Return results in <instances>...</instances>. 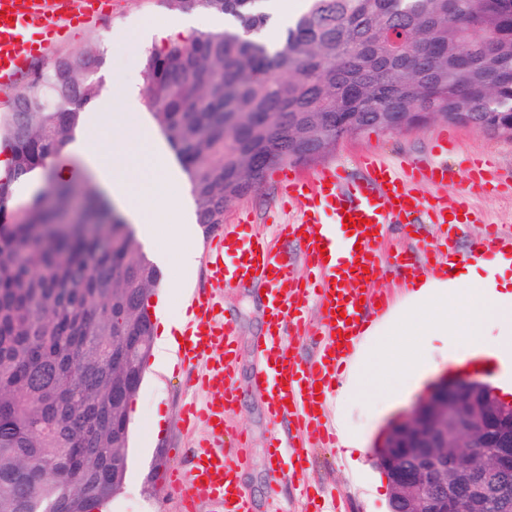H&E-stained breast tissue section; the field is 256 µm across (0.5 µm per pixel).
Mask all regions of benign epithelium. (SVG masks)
Instances as JSON below:
<instances>
[{"mask_svg": "<svg viewBox=\"0 0 512 512\" xmlns=\"http://www.w3.org/2000/svg\"><path fill=\"white\" fill-rule=\"evenodd\" d=\"M491 133L512 140V113L485 116ZM136 384L112 387V398L131 404L145 366L132 360ZM491 441L498 451L455 462L452 448H480ZM384 448H408L403 459ZM377 465L392 472L390 512H481L495 504L512 512V400L505 401L487 383L472 377L442 380L404 419L390 422L375 447Z\"/></svg>", "mask_w": 512, "mask_h": 512, "instance_id": "benign-epithelium-1", "label": "benign epithelium"}]
</instances>
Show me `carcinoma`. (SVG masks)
<instances>
[{"instance_id":"1","label":"carcinoma","mask_w":512,"mask_h":512,"mask_svg":"<svg viewBox=\"0 0 512 512\" xmlns=\"http://www.w3.org/2000/svg\"><path fill=\"white\" fill-rule=\"evenodd\" d=\"M268 2L165 0L235 26L144 55L146 104L199 224L220 227L268 170L317 161L347 124L381 130L390 112H457L461 98L469 112H512V0H456L452 15L448 0H308L273 46L243 35L269 24ZM477 3L475 30L461 17ZM102 63L76 50L0 114V512H87L125 479L129 411L112 386L132 345L151 354L159 271L95 183L77 196L55 180ZM37 169L52 196L14 204ZM70 220L92 228H61Z\"/></svg>"}]
</instances>
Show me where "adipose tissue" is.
<instances>
[{
  "label": "adipose tissue",
  "mask_w": 512,
  "mask_h": 512,
  "mask_svg": "<svg viewBox=\"0 0 512 512\" xmlns=\"http://www.w3.org/2000/svg\"><path fill=\"white\" fill-rule=\"evenodd\" d=\"M213 20L197 15L167 18L149 23L139 36V46L187 32L212 30ZM123 117L132 119L134 134L121 147L126 164H147L154 180L134 185L116 169L106 167L100 152L84 136H76L70 146L84 157L95 171L100 189L125 219L133 224L137 236L153 241L157 238L158 216L169 219L166 231L173 240L182 242L181 262L191 268L194 253L187 240L191 228L187 209L190 189L171 191L167 166L156 137L146 134L138 89H130L122 107ZM391 336H420L424 341L444 342L449 356L471 357L484 354L500 364L512 361V254L497 255L493 265L481 259L464 262L457 275L444 277L428 274L412 280L400 312L387 313L367 325L351 356L355 372L372 371L374 375L399 372L408 384H416L427 371L429 358L405 355L388 344Z\"/></svg>",
  "instance_id": "ef3b65f1"
}]
</instances>
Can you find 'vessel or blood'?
I'll return each instance as SVG.
<instances>
[{"label": "vessel or blood", "instance_id": "b4317fda", "mask_svg": "<svg viewBox=\"0 0 512 512\" xmlns=\"http://www.w3.org/2000/svg\"><path fill=\"white\" fill-rule=\"evenodd\" d=\"M99 11L93 0H0V83L18 82L32 64L47 56L71 28L93 21ZM362 178H349L331 165L308 179L291 171L282 190L296 207L295 218L279 225V234L299 245V259L279 251L268 236L250 232V219L224 227L215 247L206 252L210 278L233 286L244 282L266 285L267 333L257 351L263 366L254 386L269 399L273 421H290L294 438L273 437L268 487L270 512H285L280 497L284 483L304 490L308 464L307 436L327 434L328 394L337 366L354 350L369 315L380 297L373 285L378 270V245L394 224L415 226L420 221L445 224L447 216H460L473 224L477 212L463 200L429 198L425 188L447 185L455 173L469 184L493 186L496 171L491 161L467 157L458 167L422 159L390 163L368 152L359 158ZM357 225L346 228L345 217ZM512 249V235L495 231L474 244L480 256ZM456 263L442 256L430 270L451 275ZM399 267L411 275L425 273L413 256L402 255ZM317 304L321 324L317 330V352L310 361L297 359L289 339L297 335L304 311ZM213 296H197L191 303L192 319L183 335L184 360L207 359L205 386L218 396L203 410L189 409V417H202L208 439L188 452L187 467L168 470L164 486L181 498L183 512H197V487L210 492L219 512H252V503L235 479V469L246 459L242 448L224 445L217 423L237 401L234 367L237 362L235 332L221 321Z\"/></svg>", "mask_w": 512, "mask_h": 512}]
</instances>
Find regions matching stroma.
I'll return each mask as SVG.
<instances>
[{"instance_id":"35a3bbf8","label":"stroma","mask_w":512,"mask_h":512,"mask_svg":"<svg viewBox=\"0 0 512 512\" xmlns=\"http://www.w3.org/2000/svg\"><path fill=\"white\" fill-rule=\"evenodd\" d=\"M168 10L161 0H110L99 21L74 30L57 44L46 63L82 49L104 55L101 76L113 79L111 99L118 102L129 86L144 88L142 52L131 42L143 19H158ZM454 137L458 152L489 156L502 177L512 179V140L477 132L462 126L436 120L420 128L399 133L368 130L346 139L318 162L302 166L301 174L315 177L320 167L339 164L353 178L362 174L357 164L359 155L371 151L390 162L405 159H426L432 155V141L438 132ZM280 169L269 170L259 185L245 198L232 204L225 212V221L250 216L256 231L271 234L274 225L287 223L286 199L281 192ZM449 199L463 198L484 218L483 223L461 227L452 241H445L442 231L421 239L407 233L401 225L391 227L380 245L379 273L374 287L384 295L388 308L399 307L408 290V281L393 263L392 255L402 250L419 257L421 262L438 258L443 248L470 256L473 242L484 236L488 225L512 231V193L483 191L470 187L462 177H455L443 189ZM215 233L198 226L194 241L197 252L192 270L182 268L179 248L166 238L157 244H143L148 258H155L158 249H165L168 262L160 268V280L149 304L158 307L159 295L170 291L169 310L188 314L194 296L207 292L216 296L224 316L236 330L238 364L235 387L238 401L229 416V429L243 432L250 445L249 462L236 471L242 489L250 497L253 512H267L266 493L269 486L268 461L273 430L288 431V422L272 423L266 394L254 389L252 381L261 367L256 341L264 334V302L256 285L215 288L205 266L204 252ZM206 368L205 363L193 366L177 363L172 371L162 372L146 366L142 384L129 406L130 442L126 481L112 500L111 512H180L177 496L167 491L160 477L166 470L181 467V452L205 439L204 425L184 424L187 406L203 408L210 399L207 388L196 385L195 379ZM391 383H362L346 398L331 397L329 419L343 425L361 439V449L345 450L342 445L313 448L305 475L312 496L317 497L318 512H387L388 484L374 457L378 436L391 419L405 415L412 406L426 397L428 387H421L390 400Z\"/></svg>"}]
</instances>
